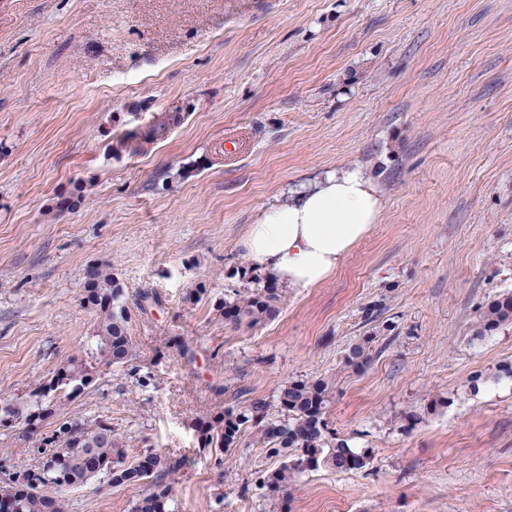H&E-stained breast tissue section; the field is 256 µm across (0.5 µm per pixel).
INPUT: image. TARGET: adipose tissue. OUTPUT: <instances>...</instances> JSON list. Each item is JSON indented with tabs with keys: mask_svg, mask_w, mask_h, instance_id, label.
I'll return each mask as SVG.
<instances>
[{
	"mask_svg": "<svg viewBox=\"0 0 512 512\" xmlns=\"http://www.w3.org/2000/svg\"><path fill=\"white\" fill-rule=\"evenodd\" d=\"M382 199L357 170L330 171L267 206L245 239L256 269L278 284L305 290L328 279L376 223Z\"/></svg>",
	"mask_w": 512,
	"mask_h": 512,
	"instance_id": "obj_1",
	"label": "adipose tissue"
}]
</instances>
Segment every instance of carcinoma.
<instances>
[{
	"label": "carcinoma",
	"mask_w": 512,
	"mask_h": 512,
	"mask_svg": "<svg viewBox=\"0 0 512 512\" xmlns=\"http://www.w3.org/2000/svg\"><path fill=\"white\" fill-rule=\"evenodd\" d=\"M182 120L179 112H161L150 123L152 137L140 139L128 130L111 145L118 153L136 155L145 144L164 138ZM83 303L94 314L90 345L85 354L62 361L51 380L17 399L0 398V429L19 432L24 440L43 449L39 463L21 471L0 470V512H68L66 495L94 480L111 487L141 482L145 489L131 512H176L174 475L181 460L151 448L128 460L124 441L102 417L72 414L64 429L39 433L42 424L58 414L62 399L80 397L99 379L102 370L129 363L136 346L129 334V318L123 303L124 289L112 272V264L100 262L85 268ZM280 289L259 283L242 296L236 291L218 302L215 311L235 325L256 326L279 313ZM142 313L161 305V297L149 289L138 295ZM512 323V293L491 300L479 314L475 335L483 336ZM329 384L323 379L293 381L277 394L278 415L269 404L255 400L237 410L222 409L194 419L192 428L199 447L211 451L213 467H224V453L235 447L248 427L258 429L259 443L280 464L259 477L260 489L270 497L288 492L299 477L321 467L336 471L362 469L367 456L338 440L325 418Z\"/></svg>",
	"instance_id": "carcinoma-1"
}]
</instances>
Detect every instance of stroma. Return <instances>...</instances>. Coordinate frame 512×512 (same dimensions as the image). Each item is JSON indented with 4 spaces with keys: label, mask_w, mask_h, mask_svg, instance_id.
Listing matches in <instances>:
<instances>
[{
    "label": "stroma",
    "mask_w": 512,
    "mask_h": 512,
    "mask_svg": "<svg viewBox=\"0 0 512 512\" xmlns=\"http://www.w3.org/2000/svg\"><path fill=\"white\" fill-rule=\"evenodd\" d=\"M176 110L143 154L110 151ZM339 169L374 181L376 224L274 319L225 323L215 303L259 277L250 224ZM93 261L124 288L136 357L60 413L183 458L178 512L219 494L221 512H512V323L474 335L512 292V0H0V397L81 354ZM301 379L328 382L329 425L367 466L270 499L255 477L278 461L249 429L212 469L192 419ZM142 491L93 481L70 512H131ZM508 323H512L511 292L500 294L481 308L475 336H484Z\"/></svg>",
    "instance_id": "stroma-1"
}]
</instances>
